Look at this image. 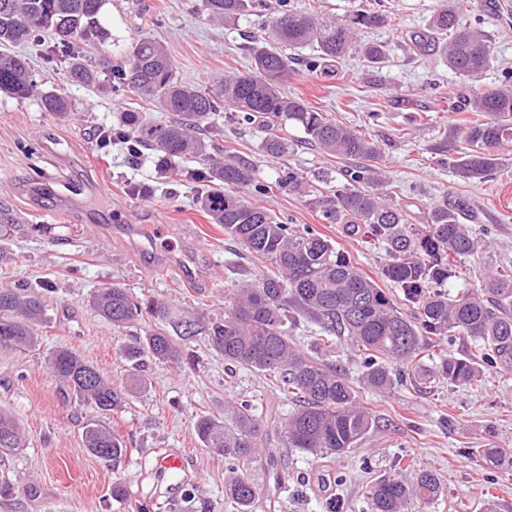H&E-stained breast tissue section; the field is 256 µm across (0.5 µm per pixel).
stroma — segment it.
<instances>
[{"instance_id":"stroma-1","label":"stroma","mask_w":512,"mask_h":512,"mask_svg":"<svg viewBox=\"0 0 512 512\" xmlns=\"http://www.w3.org/2000/svg\"><path fill=\"white\" fill-rule=\"evenodd\" d=\"M326 18H342L354 2L387 11L394 26L369 30L387 56L376 67L348 56L332 77L307 72L314 56L307 47L293 54L290 92L330 118L362 127L381 148L379 166L390 195L423 217L430 204L445 199L464 205V223L490 244L489 262L512 270V145L500 168L484 180L456 169L463 143L458 137L466 114L451 101L469 84H498L512 71V20L483 14V0H471L483 16L501 70L475 82L459 77L439 55L415 48L426 32L438 0H312ZM200 0H105L98 28L113 63H122L134 41L158 40L184 82L203 89L227 72L251 66L249 47L279 0H263L232 23L210 21ZM39 93L27 99L0 95V289L41 286L48 322L41 345L20 353L0 349V410L20 423L23 448L0 465L9 484L0 512H233L224 500V460L200 443L199 415H224L227 406L256 404L267 417H285L294 401L271 381L228 366L205 333L188 340L184 359L172 366L146 363L149 386L120 410L100 415L65 401L49 373V351L66 346L100 368L113 386L123 387L128 365L121 331L99 317L89 299L97 289L119 283L138 297L164 301L174 313L210 315L224 309V292L259 269L247 251L225 235L197 203V189L184 173L159 172L150 157L133 165L122 144L100 148L95 132L117 124L121 113L157 117L156 108L104 78L92 92L67 84L64 64L46 47L21 45ZM64 91L72 111L64 118L45 112L39 96ZM377 120H370V113ZM215 141L224 152L250 160L256 176L274 182L294 169L305 178L328 171L341 179L349 160L297 144L280 158L260 149V134L222 122ZM257 204L286 223L310 227L379 278L385 251L324 221L307 191L273 190ZM374 426L355 448L336 460L319 459L285 447L277 429L266 432V459L250 477L259 489L256 512H326L340 498L342 512H366V492L375 476L391 473L399 458L414 468L435 471L439 498L422 512H512V467L492 468L478 451L496 443L512 448V372L488 374L480 388L428 392L404 382L388 392L360 391ZM103 419L130 449L118 463L104 461L83 446L87 421ZM171 451L188 463L179 485L155 470L158 455ZM126 494L112 498L113 482Z\"/></svg>"}]
</instances>
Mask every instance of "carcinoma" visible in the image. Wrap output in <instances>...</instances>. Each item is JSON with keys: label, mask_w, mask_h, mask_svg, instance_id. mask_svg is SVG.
Returning <instances> with one entry per match:
<instances>
[{"label": "carcinoma", "mask_w": 512, "mask_h": 512, "mask_svg": "<svg viewBox=\"0 0 512 512\" xmlns=\"http://www.w3.org/2000/svg\"><path fill=\"white\" fill-rule=\"evenodd\" d=\"M258 0H201L203 12L215 22H232L252 12ZM269 22L270 32L253 40L251 70L231 72L213 94L180 82L175 67L157 42L139 39L123 64L115 67L102 45L94 42L103 0H0V92L26 99L36 92L27 59L14 48L53 37L51 53L71 59L67 78L90 91L100 90V74L111 72L119 83L154 103L171 121L159 122L136 112L121 117L116 132L129 144L152 154L160 170L179 159L200 164L192 172L199 184L198 202L224 234L261 263L265 270L243 280L224 296V313L208 318L206 331L213 350L224 362L257 371L296 400V408L279 421L288 447L315 457L336 458L354 447L374 426L358 401L347 370L318 355L299 350L288 327L306 318L320 328L319 341L332 344L342 337L363 355V384L378 392L392 390L406 366L419 384L471 385L485 371L512 370V273L491 271L474 286L463 279L457 291L444 290L457 268L480 263L485 247L461 221L462 205L443 202L430 207L422 224L413 223L408 206L385 198L376 162L378 145L362 133L337 124L321 110L284 90L293 78L289 52L312 47L319 65L355 52L369 64L385 57L383 46L364 42L366 29L390 26L394 18L383 10L359 5L347 19L336 21L312 9L297 10L280 0ZM464 0H439L419 48H439L448 68L463 78H475L499 66L490 35L482 22L469 23ZM46 112L64 116L71 100L56 92L40 96ZM463 111L472 113L460 135L466 144L459 159L462 173L483 179L501 165L496 149L512 144V73L491 90L475 89L463 96ZM230 119L262 132L260 149L279 156L288 149L281 133L296 129L304 142L322 152L367 165L347 170L345 182L330 197L316 200L330 224H342L351 236L361 235L385 247L388 255L381 278L399 288L401 299L366 276L349 255L314 229H297L263 206L246 198L264 195L270 186L258 180L244 158H217L200 131L217 124L224 111ZM96 313L119 329L138 327L146 318L153 326L133 334L124 356L130 365L129 383L118 389L101 371L65 347L49 352L53 377L77 402L110 412L127 397L147 387L139 374L142 361L178 365L183 341L194 335L195 321L171 316L165 302L138 299L114 284L91 299ZM44 296L27 284L0 289V348L33 349L40 343L37 327L46 319ZM466 337L474 351L455 356L437 354L432 365L422 363L430 343H449ZM231 421L201 415L195 431L203 447L224 457V497L237 512H254L259 492L249 471L258 461L262 421L255 408L242 404ZM84 447L95 456L117 463L128 450L127 440L106 426L90 421L83 430ZM18 421L0 413V455L20 448ZM487 464L497 466L509 449L492 445L481 449ZM440 493L431 470H420L409 481L399 474L379 476L366 493L367 512H408L415 504L428 505Z\"/></svg>", "instance_id": "obj_1"}]
</instances>
